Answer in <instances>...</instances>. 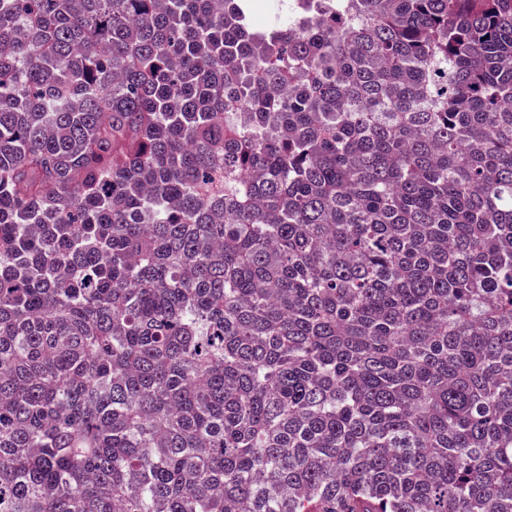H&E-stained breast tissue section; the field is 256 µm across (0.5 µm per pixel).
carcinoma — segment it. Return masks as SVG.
Segmentation results:
<instances>
[{
	"instance_id": "obj_1",
	"label": "carcinoma",
	"mask_w": 512,
	"mask_h": 512,
	"mask_svg": "<svg viewBox=\"0 0 512 512\" xmlns=\"http://www.w3.org/2000/svg\"><path fill=\"white\" fill-rule=\"evenodd\" d=\"M0 0V512H512V0Z\"/></svg>"
}]
</instances>
